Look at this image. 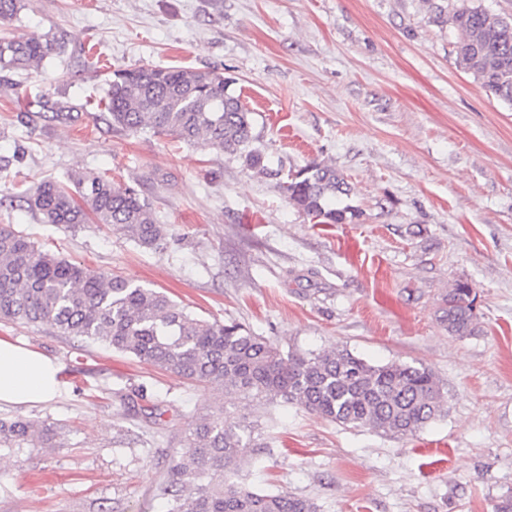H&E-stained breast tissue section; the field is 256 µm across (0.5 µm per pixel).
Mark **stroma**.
<instances>
[{
	"instance_id": "35a3bbf8",
	"label": "stroma",
	"mask_w": 512,
	"mask_h": 512,
	"mask_svg": "<svg viewBox=\"0 0 512 512\" xmlns=\"http://www.w3.org/2000/svg\"><path fill=\"white\" fill-rule=\"evenodd\" d=\"M0 33L61 39L38 67L0 70V155L16 158L0 225L282 352L425 368L445 394L444 414L409 437L278 404L253 435L263 468L239 483L320 512H494L512 491V105L457 67L447 15L426 0H24ZM142 67L223 73L272 163L335 165L359 219L312 223L236 156L109 124L97 102L113 71ZM86 170L138 191L169 229L160 248L44 223L17 199ZM457 280L476 294L464 338L436 319ZM0 337L62 366L55 400L0 407L57 430L51 447L0 457V512H167L158 488L194 418L244 413L45 324L0 322ZM141 389L159 415L145 417Z\"/></svg>"
}]
</instances>
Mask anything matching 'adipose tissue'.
Wrapping results in <instances>:
<instances>
[{"label": "adipose tissue", "mask_w": 512, "mask_h": 512, "mask_svg": "<svg viewBox=\"0 0 512 512\" xmlns=\"http://www.w3.org/2000/svg\"><path fill=\"white\" fill-rule=\"evenodd\" d=\"M61 364L25 344L0 338V403L34 404L60 393Z\"/></svg>", "instance_id": "obj_1"}]
</instances>
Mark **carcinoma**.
Segmentation results:
<instances>
[{"instance_id":"1","label":"carcinoma","mask_w":512,"mask_h":512,"mask_svg":"<svg viewBox=\"0 0 512 512\" xmlns=\"http://www.w3.org/2000/svg\"><path fill=\"white\" fill-rule=\"evenodd\" d=\"M22 6L23 0H0V22L11 21ZM449 20L457 33V66L512 103V17L463 4L451 8ZM57 46L53 37L0 36V70L36 67ZM227 85L213 70H124L114 73L98 107L127 131L202 140L238 156L259 175L278 177L288 204L318 224L353 223L357 210L339 206L350 191L343 174L313 162L281 178L253 145L250 112ZM71 181V188L43 181L21 197L47 224H103L146 248L165 240L167 225L157 222L135 189H116L110 178L92 171L78 172ZM475 300L464 281L448 287L438 316L448 335L475 334ZM0 321L45 324L103 343L188 383L234 394L248 406L281 400L343 427L382 435L412 436L444 410L442 389L426 369L371 364L336 347L285 355L238 323L198 319L162 292L44 251L11 226L0 227ZM251 433L249 423L230 421L221 410L200 415L159 487L167 512H319L309 498L232 480L242 464H260L250 454ZM53 437L54 429L44 424L0 420V443L10 453L24 444L42 447Z\"/></svg>"}]
</instances>
